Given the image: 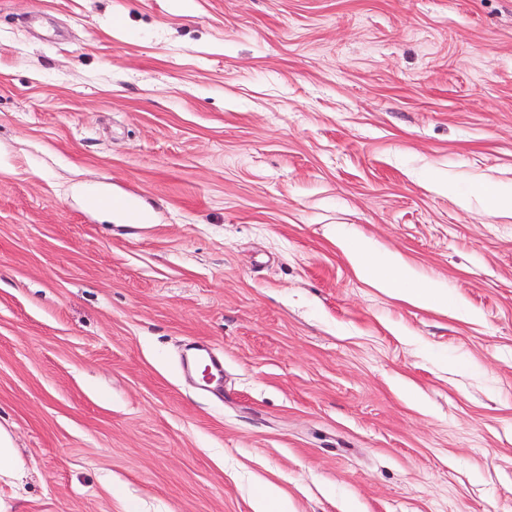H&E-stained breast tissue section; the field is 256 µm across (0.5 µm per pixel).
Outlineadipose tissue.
<instances>
[{"instance_id": "1", "label": "adipose tissue", "mask_w": 512, "mask_h": 512, "mask_svg": "<svg viewBox=\"0 0 512 512\" xmlns=\"http://www.w3.org/2000/svg\"><path fill=\"white\" fill-rule=\"evenodd\" d=\"M352 253L357 271L361 275L374 277L381 288L400 294L417 306H447L448 300L439 289L429 285L411 287L412 271L397 260L375 256L360 243L354 244Z\"/></svg>"}]
</instances>
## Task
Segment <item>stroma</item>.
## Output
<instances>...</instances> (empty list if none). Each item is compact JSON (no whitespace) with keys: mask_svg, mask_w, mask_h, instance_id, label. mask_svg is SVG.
Masks as SVG:
<instances>
[{"mask_svg":"<svg viewBox=\"0 0 512 512\" xmlns=\"http://www.w3.org/2000/svg\"><path fill=\"white\" fill-rule=\"evenodd\" d=\"M512 0H0L15 512H512ZM100 199L88 207L72 189ZM396 255L449 310L358 275ZM224 359L208 392L182 369ZM477 190L485 196L491 205L498 209L512 210V191L499 188L491 182H481ZM193 371L197 372L200 366L208 368V377L203 382V387L211 388V386L218 387L224 380V362L211 355L207 347L200 345L195 348V353L192 356L190 363Z\"/></svg>","mask_w":512,"mask_h":512,"instance_id":"1","label":"stroma"}]
</instances>
